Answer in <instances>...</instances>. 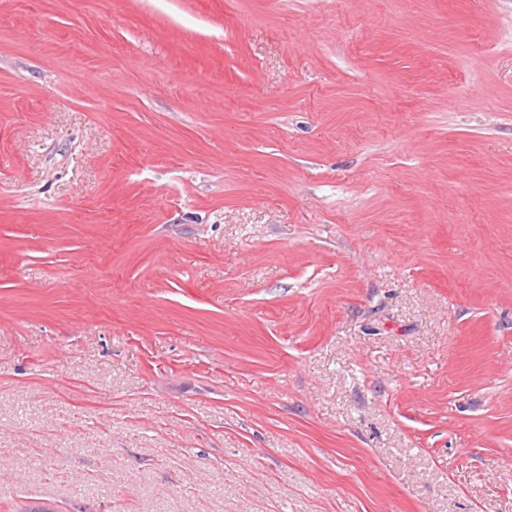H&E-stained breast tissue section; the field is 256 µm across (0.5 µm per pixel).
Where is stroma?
I'll return each instance as SVG.
<instances>
[{
  "mask_svg": "<svg viewBox=\"0 0 512 512\" xmlns=\"http://www.w3.org/2000/svg\"><path fill=\"white\" fill-rule=\"evenodd\" d=\"M512 512V0H0V512Z\"/></svg>",
  "mask_w": 512,
  "mask_h": 512,
  "instance_id": "stroma-1",
  "label": "stroma"
}]
</instances>
